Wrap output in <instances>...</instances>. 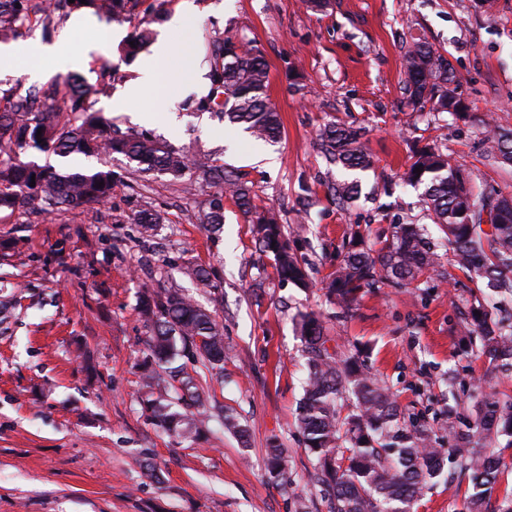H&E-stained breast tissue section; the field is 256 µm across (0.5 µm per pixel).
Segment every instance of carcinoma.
Here are the masks:
<instances>
[{
  "mask_svg": "<svg viewBox=\"0 0 512 512\" xmlns=\"http://www.w3.org/2000/svg\"><path fill=\"white\" fill-rule=\"evenodd\" d=\"M170 0H54L43 14L66 15L92 9L116 23L132 22L142 5V18L134 26L133 55L154 38V18ZM29 17L28 0H0V41L23 35L19 21ZM246 42L213 36L204 43L210 66L211 95L191 105L193 112L220 110L228 122L245 126L262 141L281 135L280 113L268 95L269 71L262 53L243 50ZM405 103L416 112L442 114L455 93V76L448 60L432 45L414 41L403 54ZM77 74L67 76L53 96L38 89L25 95L0 98V210L14 211L34 204L77 209L105 204L112 198L114 172L109 167L56 166L49 158L71 155L121 156L142 173H164L179 180L194 170L198 179L219 183L209 200L203 223L224 225V197L251 217L252 233L260 250L271 257L278 277L305 288L306 267L291 252L272 208L259 210L244 177L221 164L192 160L167 141L148 132L123 131L94 110L91 93ZM42 134H37V130ZM331 163L345 168H366L370 158L359 131L336 123L318 134ZM485 160L491 165L512 163V139L506 134L488 138ZM34 151L48 161H22L20 154ZM422 172L417 173L415 169ZM404 180L424 187V202L452 246V266L462 271L479 292L482 302L461 327L466 336L480 337L482 354L492 362L512 360V318L495 317L485 300L512 301V200L500 195L488 200L475 192L470 181L452 167L448 155L427 144L413 151ZM496 219L483 228L485 210ZM132 221L148 232L160 223L158 213L137 212ZM365 234L353 231L350 248L328 283L329 299L350 310L359 293L378 282L411 283L439 265L435 244L423 224H398L392 238L377 254L364 248ZM183 274L206 288L218 290L209 272L189 263ZM140 312L150 323L146 341L139 404L156 428L181 441H194L208 419L201 410V393L180 359L199 358L213 369L224 368V330L213 311L173 288L144 287ZM298 329L308 354V375L299 405L297 426L308 453L314 458V478L329 504V512H413L424 490L444 467V454L429 446L428 433L406 422L394 394L354 357L333 356L325 349L326 337L319 316L306 313ZM352 410L341 415L346 401ZM224 430L241 444L248 429L240 418L224 412ZM512 438V399L489 396L475 419L471 438L448 449L461 470L468 473L467 512H483V504L499 481V462L492 448L498 436ZM269 478L288 483L285 449L272 442L267 451Z\"/></svg>",
  "mask_w": 512,
  "mask_h": 512,
  "instance_id": "obj_1",
  "label": "carcinoma"
}]
</instances>
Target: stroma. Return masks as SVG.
Here are the masks:
<instances>
[{"mask_svg":"<svg viewBox=\"0 0 512 512\" xmlns=\"http://www.w3.org/2000/svg\"><path fill=\"white\" fill-rule=\"evenodd\" d=\"M182 3L172 0L154 31L167 32L175 54L190 50L196 63L215 33L258 47L281 114L280 138L256 142L214 114L187 115L179 102L195 88L174 71L123 111H113L108 95L95 96L94 107L125 131L139 128L133 113L154 111L149 132L195 159L213 157L245 173L256 204L279 211L309 285L276 276L232 201L224 203L223 229L203 224L210 185L188 190L122 161L112 163L106 204L1 211L0 512H328L296 426L307 358L295 320L304 312L319 315L329 347L359 351L432 447H455L486 393L512 397V367L489 363L478 337L459 331L475 301L460 271L444 263L409 285L377 284L348 312L330 304L325 290L357 224L368 227L375 250L395 225H428L437 252L449 256L421 189L401 179L411 144L435 143L481 191L512 195V166L483 158L485 121L512 129V0H494L489 13L473 0H329L319 11L303 0H194L189 15ZM50 26L52 41L67 35L82 44L95 33L105 48L77 66L37 58L26 73L19 61L0 57V93L19 82L47 89L73 72L94 89L105 61L113 89L137 78V61L122 52L132 24L100 19L90 34L70 32L64 20ZM416 38L450 61L467 120L406 106L402 56ZM329 122L361 131L369 168L329 163L317 141ZM259 153L273 155V169L252 164ZM352 181L360 194L349 203L327 189ZM143 209L163 218L153 231L131 221ZM188 262L207 268L218 295L183 276ZM146 284L179 289L215 309L224 328L223 373L198 374L210 420L193 443L158 431L138 403ZM228 408L247 425L249 447L224 431ZM274 440L287 450L285 486L265 470ZM467 485L447 457L417 512H464Z\"/></svg>","mask_w":512,"mask_h":512,"instance_id":"1","label":"stroma"}]
</instances>
